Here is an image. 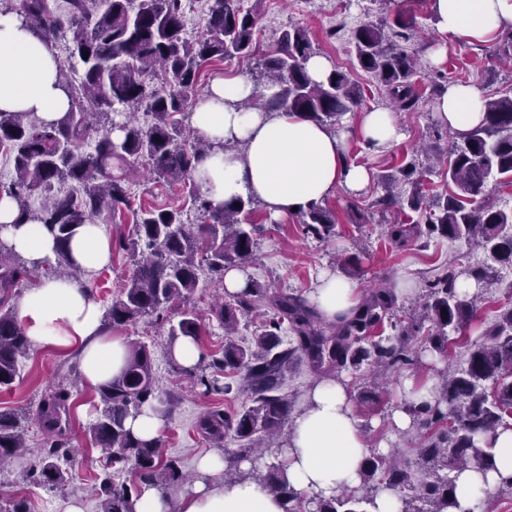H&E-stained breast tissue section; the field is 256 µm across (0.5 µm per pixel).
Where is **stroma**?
<instances>
[{
  "label": "stroma",
  "mask_w": 512,
  "mask_h": 512,
  "mask_svg": "<svg viewBox=\"0 0 512 512\" xmlns=\"http://www.w3.org/2000/svg\"><path fill=\"white\" fill-rule=\"evenodd\" d=\"M399 13L412 16L420 32L419 38L408 42L406 49L418 60L414 80L421 99L415 112L396 114L401 138L377 150L359 138L358 126L364 112L387 107L388 98L371 76L357 66L350 44L351 33L363 23L380 24L393 20ZM294 26L307 29L316 54L328 59L333 67L350 73L363 89L359 109L346 113L337 130L345 136L348 159L366 166L371 182L359 195H350L339 186L323 200V207L330 209L336 219L335 235L323 240L305 234L299 213L274 220L263 204H256L248 220L258 225L259 230L254 255L243 270L249 279L271 289L306 296L315 288L323 271L334 270L355 282L361 295L375 288H394L398 307L411 312L423 303L429 280L443 269L452 267L461 271L481 262L484 253L476 246L445 239L418 241L404 248L394 245L384 234L385 224L394 220L420 223L424 217L409 210L378 209L375 201L384 192L382 178L412 162L426 174L427 193L443 190L451 140L447 127L436 114L432 88L445 80L470 85L484 98L512 91V71L500 66L495 56L500 41L495 38L484 43L467 42L440 35L434 25L431 0H391L385 11L377 0H262L256 38L264 49L273 48L281 31ZM437 50L442 53L438 63L432 60ZM130 190L133 204L147 206L182 207L188 194L183 184L153 181L144 168L132 179ZM132 270L129 252L116 248L108 266L87 273L80 285L105 309L120 298ZM117 336L143 342L152 351L158 392L170 404L164 416L162 451L165 456L179 458L185 473L194 474L197 459L215 451L198 430L200 417L212 407L238 411L247 406V395L204 393L192 374L177 371L169 353V339L154 317H139L118 330ZM463 353L464 346L459 341L452 343L448 356L444 357L432 351L424 337L415 338L409 363L392 371L375 404L361 399L370 378L369 368L343 372L341 378L348 385L350 400L369 446L387 443L389 454L405 469L419 472L421 437L412 430L397 432L389 421L390 415L409 400L404 381H412L416 386L433 385L441 374L461 363ZM80 374L79 351L74 347L33 344L20 358L13 387L0 391V410L25 412L28 451L0 467V501L21 495L27 497L31 512H59V503L75 496L82 501L84 512H100L95 483L102 457L89 438L99 396L96 388L80 381ZM72 378L78 381V397L73 402L70 421V440L75 453L73 477L63 487L47 489L31 481L44 442L36 422V410L42 396L58 380Z\"/></svg>",
  "instance_id": "stroma-1"
}]
</instances>
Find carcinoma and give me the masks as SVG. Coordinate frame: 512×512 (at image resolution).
Wrapping results in <instances>:
<instances>
[{"label":"carcinoma","instance_id":"carcinoma-1","mask_svg":"<svg viewBox=\"0 0 512 512\" xmlns=\"http://www.w3.org/2000/svg\"><path fill=\"white\" fill-rule=\"evenodd\" d=\"M259 2L246 7L244 0H211L206 34L188 40L184 0H0V11L16 14L48 47L67 42V60L81 68L71 75L72 66L57 64L68 108L55 122L45 124L32 112L0 111V149L14 165V177L0 185V195L16 202L15 223L37 224L52 235L57 264L45 268V274L67 281L82 272L72 257L75 229L108 224L117 214L133 211L126 248L138 253V260L123 297L108 309L111 329L154 314L168 324L171 342L189 338L200 344L203 323L191 300L209 283L224 281L225 270L253 256L258 226L244 218L254 198L211 203L194 173L214 144L185 130L183 116L203 65L226 56L256 54ZM414 34L413 19L404 14L389 28L368 22L352 33L359 67L375 78L399 112L414 111L418 102L413 81L417 59L404 46ZM313 54L307 30L294 26L281 33L276 49L259 63V80L281 88L265 109L334 126L358 107L362 89L336 68L325 80H313L306 67ZM141 111L150 116L144 125L138 120ZM483 111L482 123L452 143L445 193L427 200L420 190L424 174L416 173L411 162L385 177L386 193L375 205L383 212L421 211L427 237L481 248L487 261L463 274L477 287L492 289L502 285L499 268L512 267V211L485 192L494 177L512 184V94L484 100ZM118 113L125 117L120 124L111 119ZM116 128L122 135L115 139ZM142 160L159 179L189 183L190 205L202 223H184L180 208L132 209L128 184ZM398 182L412 184L413 192L406 197L394 192ZM301 223L318 239L336 233V220L318 204L302 211ZM386 234L405 246L421 231L414 224L394 223ZM33 271L0 239V390L13 386L19 359L29 348L12 300L16 287ZM459 276L450 269L429 283L419 311L400 319L398 298L386 287L372 289L335 321L324 319L303 295L273 292L254 280L229 300L214 303L210 312L224 328V346L201 359L238 377L236 384L224 383V393L236 388L252 402L241 412L215 409L199 420L200 432L214 445L223 446L230 435L239 443L224 449V478H245L238 463L262 449L263 441L278 435L288 422L291 405L281 388L297 364L307 363L324 378L364 364L384 375L408 361L409 342L426 323L430 347L448 355L450 334L467 327L478 306V295L459 290ZM262 308L272 310L273 316L249 345L239 344V319ZM387 320L392 333L376 334ZM285 324L293 341L282 349ZM126 348L123 369L98 387L100 406L90 428L93 444L106 455L96 487L101 512H137L143 482L164 493L189 482L177 460L162 456L160 438L144 440L126 426V420L145 407L164 413L151 350L136 341ZM72 397L71 390L58 385L38 408L37 422L47 445L38 472L44 486H63L71 478ZM406 411L412 428L424 439L419 449L423 477H414L395 458L373 451L363 461L361 482L375 491L382 486L401 494L415 491L420 505L413 507L403 497L402 512H456L454 473L487 471L493 464L492 438L512 419V304L502 307L481 336L466 346L462 364L440 376L430 398L410 400ZM21 421L18 413L0 410V465L26 449ZM259 483L283 500L284 512H306L308 505L312 512H371L374 507L373 494L301 498L281 460L267 465Z\"/></svg>","mask_w":512,"mask_h":512}]
</instances>
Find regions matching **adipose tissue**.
<instances>
[{"instance_id":"obj_1","label":"adipose tissue","mask_w":512,"mask_h":512,"mask_svg":"<svg viewBox=\"0 0 512 512\" xmlns=\"http://www.w3.org/2000/svg\"><path fill=\"white\" fill-rule=\"evenodd\" d=\"M441 34L486 42L512 26V0H433ZM274 84L256 86L242 75L219 77L207 88L191 121L215 145L199 166L202 189L213 205L237 196L259 200L271 218L321 202L337 186L363 191L369 170L348 162L344 136L296 113H272L243 108L244 100L273 97ZM67 99L57 85L56 60L34 31L12 13L0 12V111L32 112L44 121L57 119ZM440 119L459 133L469 132L483 117L482 102L473 87L448 86L437 103ZM359 135L368 145L387 148L399 136L390 112H365ZM238 143L242 152L224 151ZM16 207L0 197V237L29 265L42 268L55 258L50 235L33 224L15 223ZM73 256L86 270L105 266L110 245L99 225L77 228ZM310 298L326 319L348 314L357 304L356 284L335 272L323 273ZM20 318L27 336L40 345L76 347L86 383L98 386L118 374L125 358L121 339L102 329L99 303L83 288L65 280L43 279L23 298ZM368 454L366 437L354 415L349 391L341 380L315 383L295 421L287 444L288 478L304 493L331 495L356 487ZM495 468L471 470L455 478V495L462 512H474L485 490L512 480V423L494 437ZM224 469L220 456L207 454L197 463L199 478L180 497V512H283L279 496L251 480L215 483Z\"/></svg>"}]
</instances>
